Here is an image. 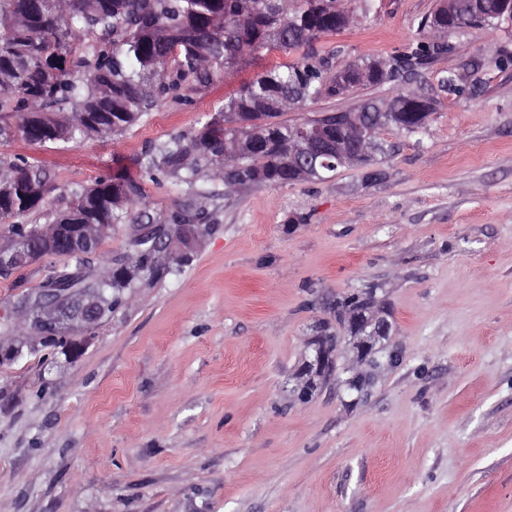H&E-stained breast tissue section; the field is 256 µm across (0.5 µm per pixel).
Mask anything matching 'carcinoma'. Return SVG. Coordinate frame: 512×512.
<instances>
[{"label": "carcinoma", "mask_w": 512, "mask_h": 512, "mask_svg": "<svg viewBox=\"0 0 512 512\" xmlns=\"http://www.w3.org/2000/svg\"><path fill=\"white\" fill-rule=\"evenodd\" d=\"M348 2L349 7L343 0H0L1 142L19 137L47 148L116 138L163 105L192 101L214 78L251 66L264 51L297 54L292 63L256 74L205 113L193 130L146 143L132 159L135 176L125 166L114 167L87 184L64 187L49 200L52 178L43 164L0 153V224L8 225V236L0 243V261L8 269L0 274L7 276L46 255L65 259L38 290L12 303L22 325L39 329L43 288H57L71 298L98 297L102 319L125 304L124 290L135 280L147 276L160 281L174 267L187 264L199 239L212 230L205 203L209 194L195 189V183L202 178L219 181L233 192L298 181L292 174V148L302 128L339 135L342 124L353 119L372 125L355 166L376 175L377 156L384 153L380 133L395 128L415 134L435 110L419 112L414 91L398 87L384 107L366 101L355 111L323 112L301 123H289L281 115L366 83H395L403 67L449 51L444 33L471 24L495 26L512 15V0H454L453 12L441 4L419 23L434 39L410 42L389 61L335 68L333 55L317 54L313 43L357 23L374 7V0ZM440 87L456 96L465 93L453 71L442 77ZM247 129L260 139L255 148L239 144ZM145 177L186 185V198L158 217L145 199ZM37 211L42 222L27 223ZM53 224L92 225L88 253L47 247L44 236ZM126 224L132 225L130 253L113 259L102 280H89L80 272L86 255L97 253ZM381 291V285L371 284L336 297V324L324 321L316 328L324 337L325 365L309 395L342 370L336 347L345 336L367 335L369 329L352 317L370 310ZM40 339L46 349L71 344L68 331L48 332ZM365 366L371 371L336 377L357 400L371 391L373 368L381 362L369 354Z\"/></svg>", "instance_id": "obj_1"}]
</instances>
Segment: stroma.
<instances>
[{"mask_svg": "<svg viewBox=\"0 0 512 512\" xmlns=\"http://www.w3.org/2000/svg\"><path fill=\"white\" fill-rule=\"evenodd\" d=\"M438 0H375L321 37L336 64L386 60L418 39ZM451 52L405 72L437 101L422 132L382 133L383 175L252 188L209 200L215 228L193 261L139 280L51 369L36 336L0 366V512H512V25L449 33ZM264 52L194 102L154 110L119 142L0 153L42 162L54 184L86 183L145 142L192 130L244 80L293 62ZM470 93L442 92L448 72ZM364 85L286 113L384 105ZM46 256L0 277V310L35 290ZM384 286L402 361L351 403L327 381L294 400L293 374L336 295Z\"/></svg>", "mask_w": 512, "mask_h": 512, "instance_id": "obj_1", "label": "stroma"}]
</instances>
